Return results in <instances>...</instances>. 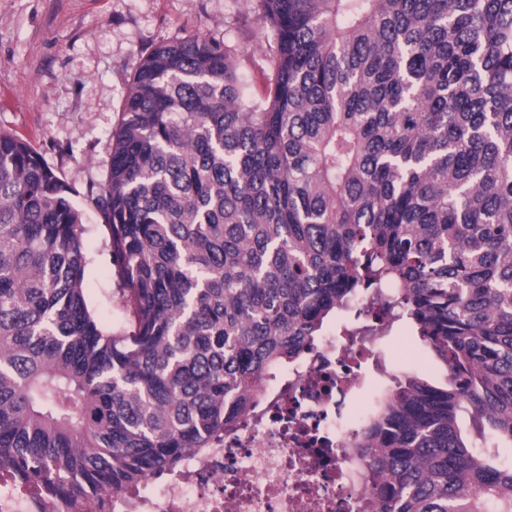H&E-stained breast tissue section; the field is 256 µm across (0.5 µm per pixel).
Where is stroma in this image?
<instances>
[{"label": "stroma", "mask_w": 512, "mask_h": 512, "mask_svg": "<svg viewBox=\"0 0 512 512\" xmlns=\"http://www.w3.org/2000/svg\"><path fill=\"white\" fill-rule=\"evenodd\" d=\"M192 34L237 44L247 79L261 84L267 35L246 0H0V132L26 141L70 187L87 229L86 300L107 330L128 314L89 188L107 177L138 58ZM382 349L394 369L432 368L412 337L389 336Z\"/></svg>", "instance_id": "35a3bbf8"}]
</instances>
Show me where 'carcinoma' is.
Listing matches in <instances>:
<instances>
[{
  "instance_id": "obj_1",
  "label": "carcinoma",
  "mask_w": 512,
  "mask_h": 512,
  "mask_svg": "<svg viewBox=\"0 0 512 512\" xmlns=\"http://www.w3.org/2000/svg\"><path fill=\"white\" fill-rule=\"evenodd\" d=\"M239 47L133 67L90 190L131 327L89 310L70 190L0 132V469L76 505L176 471L376 289L433 371L376 390L375 512H512V0H248Z\"/></svg>"
}]
</instances>
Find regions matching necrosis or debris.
<instances>
[{
	"instance_id": "obj_1",
	"label": "necrosis or debris",
	"mask_w": 512,
	"mask_h": 512,
	"mask_svg": "<svg viewBox=\"0 0 512 512\" xmlns=\"http://www.w3.org/2000/svg\"><path fill=\"white\" fill-rule=\"evenodd\" d=\"M386 321L363 316L328 330L296 366L267 374L259 413L163 482L82 500L81 512H367L373 482L347 442L369 415L357 391L365 366L381 368ZM52 501L0 471V512H54Z\"/></svg>"
}]
</instances>
